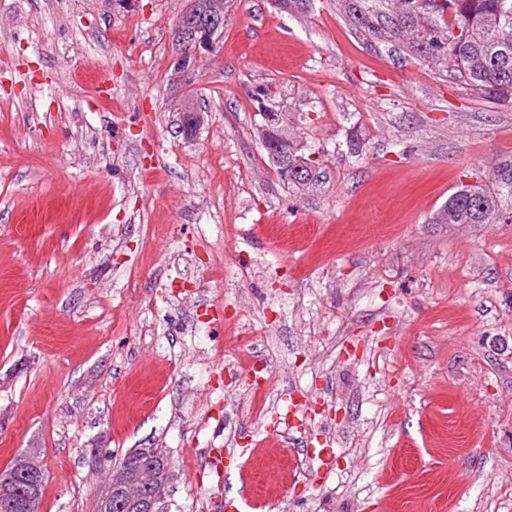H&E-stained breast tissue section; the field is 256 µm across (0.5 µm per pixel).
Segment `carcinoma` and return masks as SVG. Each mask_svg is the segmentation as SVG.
Segmentation results:
<instances>
[{"label":"carcinoma","instance_id":"cac0c4a2","mask_svg":"<svg viewBox=\"0 0 512 512\" xmlns=\"http://www.w3.org/2000/svg\"><path fill=\"white\" fill-rule=\"evenodd\" d=\"M380 10L372 0H350L348 12L362 39L405 40L424 62L447 64L471 90L506 99L512 96V0H389ZM437 224H511L499 194L484 185H463L438 211ZM151 491L158 512L173 479L172 460L153 448ZM131 450L112 469V479L100 500L110 510L112 496H135L142 486Z\"/></svg>","mask_w":512,"mask_h":512}]
</instances>
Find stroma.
I'll return each mask as SVG.
<instances>
[{"label":"stroma","instance_id":"obj_1","mask_svg":"<svg viewBox=\"0 0 512 512\" xmlns=\"http://www.w3.org/2000/svg\"><path fill=\"white\" fill-rule=\"evenodd\" d=\"M187 6L0 0V470L30 451L40 512H97L93 449L161 448L166 512H188L196 447L246 432L258 462L213 498L247 479L267 512H512V223L433 221L460 183L499 190L512 101L360 41L345 0H231L188 136L168 83ZM258 87L315 185L274 171ZM206 306L220 362L193 331ZM247 355L274 371L273 418L320 396L331 473L282 486L301 433L266 438L247 385L212 388Z\"/></svg>","mask_w":512,"mask_h":512}]
</instances>
